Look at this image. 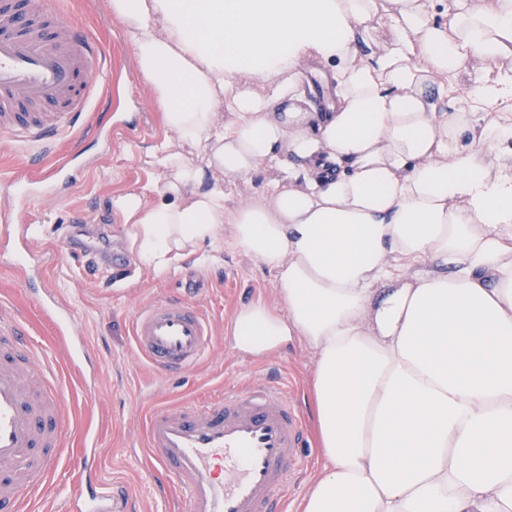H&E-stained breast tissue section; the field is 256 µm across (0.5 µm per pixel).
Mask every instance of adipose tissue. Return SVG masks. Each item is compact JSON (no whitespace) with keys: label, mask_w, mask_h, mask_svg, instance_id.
Wrapping results in <instances>:
<instances>
[{"label":"adipose tissue","mask_w":512,"mask_h":512,"mask_svg":"<svg viewBox=\"0 0 512 512\" xmlns=\"http://www.w3.org/2000/svg\"><path fill=\"white\" fill-rule=\"evenodd\" d=\"M108 4L163 125L205 154L156 146L154 201L116 200L140 262L163 274L229 227L284 306L239 308L233 349L314 354L324 465L299 512H512V0ZM266 163L228 206L220 176Z\"/></svg>","instance_id":"1"}]
</instances>
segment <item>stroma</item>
Returning <instances> with one entry per match:
<instances>
[{
    "mask_svg": "<svg viewBox=\"0 0 512 512\" xmlns=\"http://www.w3.org/2000/svg\"><path fill=\"white\" fill-rule=\"evenodd\" d=\"M68 8L78 26L112 56V146L104 151L87 143L92 164L85 176L73 186L59 187L57 196L31 201L23 220L36 227L39 248L52 255L44 268V281L71 308L79 335L98 361L99 374L95 387H84L64 360L55 330L42 316L34 295L16 274L0 269V313L27 321L31 336L46 352L47 364L64 378L65 402L74 422L54 484L45 490L35 512H61L67 490L80 477L72 460L83 455L88 429L99 442L98 478L112 484L119 506L131 512H166L184 493L173 483L161 496L153 485L151 462L140 447L148 411L227 385H245L274 369L291 382L304 415H311L309 379L314 355L301 343L260 358L230 347L227 338L241 305L261 302L278 310L282 304L270 272L234 244L228 230L219 231L215 245L202 246L163 275L137 262L133 227L115 210V200L146 191L158 181L159 173L148 157L156 145L170 142L199 165L204 153L164 129L156 92L141 78L125 26L112 15L107 0H70ZM77 220L90 237L109 239L110 259H131L123 280L109 281L103 270L85 275L71 264L64 238ZM185 276L200 282L195 300L211 321L214 336L196 368L165 379L138 354L132 324L144 305L177 295Z\"/></svg>",
    "mask_w": 512,
    "mask_h": 512,
    "instance_id": "1",
    "label": "stroma"
}]
</instances>
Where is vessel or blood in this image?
I'll use <instances>...</instances> for the list:
<instances>
[{
  "instance_id": "vessel-or-blood-1",
  "label": "vessel or blood",
  "mask_w": 512,
  "mask_h": 512,
  "mask_svg": "<svg viewBox=\"0 0 512 512\" xmlns=\"http://www.w3.org/2000/svg\"><path fill=\"white\" fill-rule=\"evenodd\" d=\"M67 12V0H0V134L33 163L67 134L102 133L93 115L106 107L108 56ZM0 192V268L30 275L44 255L19 207L42 192L17 175L0 179ZM38 299L67 358L83 365L89 354L69 309L47 288ZM132 332L137 351L167 376L192 370L213 336L189 296L140 308ZM42 356L17 319L0 316V512H23L42 491L73 426L62 380L39 366ZM303 433L294 397L267 382L153 408L143 446L184 490L178 512H281L300 475ZM65 512H116L111 485L82 478Z\"/></svg>"
}]
</instances>
